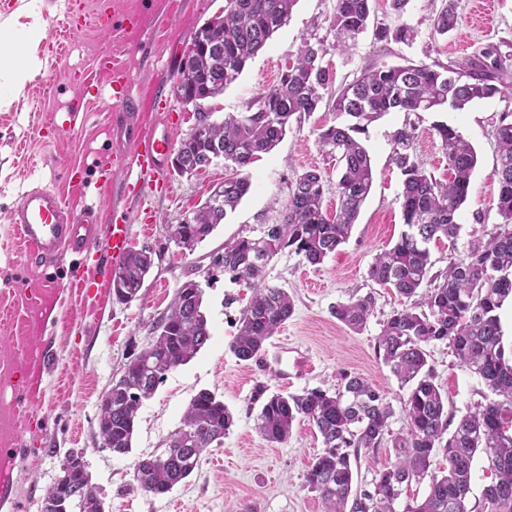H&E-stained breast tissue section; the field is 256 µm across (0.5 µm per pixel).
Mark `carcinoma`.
Segmentation results:
<instances>
[{
  "mask_svg": "<svg viewBox=\"0 0 512 512\" xmlns=\"http://www.w3.org/2000/svg\"><path fill=\"white\" fill-rule=\"evenodd\" d=\"M371 0H336L329 28L336 47L349 51L352 40L368 26ZM297 0H226L224 16H214L197 28L201 50L181 60L174 84L186 96L214 98L234 83L251 59L284 25ZM455 0L436 13L432 31L446 35L458 26ZM414 31L406 24L377 32L380 41L407 42ZM324 50L303 42L295 60L277 84L249 102L238 116L221 121L213 113H198L193 132L180 143V155L190 166H202L213 144L224 153L231 174L213 189L189 224H178L173 239L193 251L206 240L227 212L235 210L250 189L242 171L271 152L286 133L292 117L325 106L341 123L319 133L323 154L341 166L334 184L339 209L324 205L326 180L320 172L302 173L289 189L280 223L269 224L259 238L241 237L224 244L216 265L233 279L243 280L252 295L240 318L231 349L241 361L255 358L294 312V302L282 288L265 282V267L289 250L312 266L321 264L346 242L369 196L374 171L368 151L354 137L389 112H433L443 107L462 110L500 93L496 80L512 67V57L489 47L478 55L446 67L407 61L373 64L350 83L333 88V76L323 63ZM448 160L449 176L440 180L411 152L415 129L395 134V161L403 176L401 213L405 230L395 244L376 255L369 278L393 288L403 298L421 295L422 302L395 310L383 321L378 353L402 386L408 388L402 411L406 433L394 438L397 460L379 473L374 492L354 489L351 457L381 446L394 408L380 390L360 376H344L343 387L330 393L307 389L300 394L267 395L256 428L268 443L284 444L299 418L314 425L323 448L306 474V486L321 499L324 512H395L403 488L428 481L425 499L406 512H470L473 463L481 457L492 477L483 497L492 512H512V355L506 354L498 310L512 298V121L495 130L499 159L495 171V209L499 231L486 241L474 240L432 272L430 243L445 239L456 246L458 214L468 199L477 166L475 148L453 127L435 126ZM153 265L148 247L131 248L121 267V290L136 297ZM190 283L176 293L168 311L153 327L158 339L149 356L137 355L126 366L120 385L112 388V403L98 405V429L112 451L132 448L137 411L166 374L187 364L208 342L211 333L201 311L202 291L190 293ZM372 296L336 304V319L352 332L362 330L372 311ZM444 342L460 363L478 374L500 400L468 412L458 421L448 415V401L428 363L427 347ZM184 427L171 435L168 447L138 460L134 479L154 495L170 492L190 477L201 456L220 443L233 425L224 401L208 390L190 401ZM443 454L448 466L431 470L433 457ZM69 492L75 512H101V500L90 478L74 479Z\"/></svg>",
  "mask_w": 512,
  "mask_h": 512,
  "instance_id": "cac0c4a2",
  "label": "carcinoma"
}]
</instances>
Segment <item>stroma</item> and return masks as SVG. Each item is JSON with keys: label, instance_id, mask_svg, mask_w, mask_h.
Segmentation results:
<instances>
[{"label": "stroma", "instance_id": "obj_1", "mask_svg": "<svg viewBox=\"0 0 512 512\" xmlns=\"http://www.w3.org/2000/svg\"><path fill=\"white\" fill-rule=\"evenodd\" d=\"M81 1L82 27L54 47L48 40L60 35L62 20L72 18L74 0H15L0 6V22H7L15 37H25L31 26L40 28V38L27 49L43 62L23 90L0 79V98L6 100L0 107V464L9 471L0 512H41L45 491L73 448L84 452L106 512H323L305 483L308 467L322 449L320 435L302 418L294 423L287 443L268 444L255 428L260 405L254 395L262 385L284 395L313 388L332 391L346 373L378 386L395 410L390 439L380 448L361 451L352 462L358 486L373 489L379 472L396 458L392 437L407 426L402 412L407 391L376 352L383 321L403 301L394 290L368 278L375 256L392 247L404 229L393 135L414 124V149L426 169L441 179L448 175V163L435 124L456 128L477 151L468 200L458 215L462 229L457 244L430 246L435 270H444L455 252L473 240L488 239L500 222L492 207L498 160L494 131L503 117L512 116V73L501 81L499 94L466 109L390 112L360 133L375 179L347 241L316 266L288 250L268 263L267 282L288 291L294 312L258 357L241 361L231 344L251 291L214 260L225 242L260 237L267 225L277 223L281 204L300 174L316 170L336 181V168L318 143L321 126L332 123L333 115L321 108L291 122L281 142L247 168L251 186L236 210L194 252L181 250L171 238L175 225L223 181L224 166H211L198 176L166 168L170 190L154 196L149 218L136 197L124 192L123 174L104 185L100 169L114 158L132 156L135 133L147 132L158 119L157 94L167 95L182 116L172 131L173 144L190 132L196 114L174 97L176 68L169 60L181 58L195 30L221 12L225 0H108L110 21L104 28L97 23L101 0ZM442 5L443 0H409L398 13L391 0H371L367 29L353 49L342 53L329 28L335 0H298L288 23L208 105L218 120L244 112L251 100L277 83L285 64L310 38L322 40L324 60L339 86L372 64L397 65L409 59L445 66L491 45L512 55V0H493L488 19L481 0H456L457 28L436 36L432 19ZM402 24L414 29V40L400 43L375 36L377 28ZM105 54L124 72L137 102L132 127L107 117L111 74L97 66ZM75 106L80 109L76 115L71 112ZM36 187L54 191L75 212L97 207L101 225L116 218L130 224V245L153 251V267L135 299L123 303L113 295L112 258L105 247L40 260L12 241L9 214ZM74 279L82 280V287H71ZM190 281L203 292L212 337L143 401L130 452L114 453L98 435L99 401L147 346L153 325ZM369 293L374 296L372 313L361 332H351L336 320L332 308ZM427 351L449 414L459 418L493 400L485 381L446 344H431ZM299 358L309 363L306 374L282 378V370ZM203 389L224 401L233 426L221 444L202 455L187 480L163 495L144 492L133 477L135 462L165 448L182 427L191 398Z\"/></svg>", "mask_w": 512, "mask_h": 512}]
</instances>
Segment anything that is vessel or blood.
Listing matches in <instances>:
<instances>
[{"mask_svg": "<svg viewBox=\"0 0 512 512\" xmlns=\"http://www.w3.org/2000/svg\"><path fill=\"white\" fill-rule=\"evenodd\" d=\"M111 89L114 111L136 109L137 104L130 96L121 73H113ZM156 104L158 110L164 112L165 119L161 126L137 137L134 158L137 177L127 185L129 192L139 197L145 191L162 189L161 176L171 150L170 131L181 120L178 113L171 111L165 96H158ZM10 221L28 254L45 260L56 258L65 249L75 254L89 252L96 243L99 223L95 207L73 213L58 194L47 189L25 193L13 210ZM129 234V225L117 223L112 224L107 232V246L115 263H122L124 259Z\"/></svg>", "mask_w": 512, "mask_h": 512, "instance_id": "vessel-or-blood-1", "label": "vessel or blood"}]
</instances>
